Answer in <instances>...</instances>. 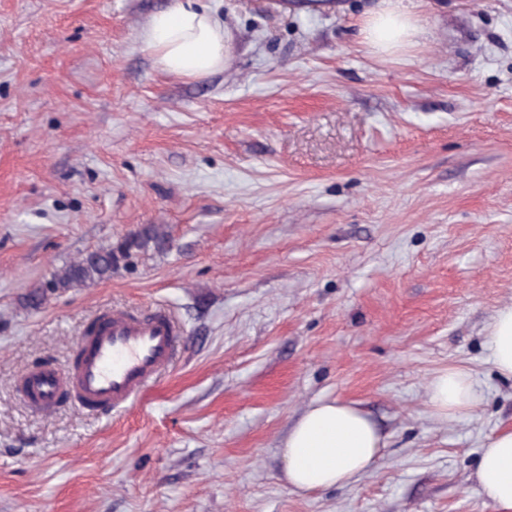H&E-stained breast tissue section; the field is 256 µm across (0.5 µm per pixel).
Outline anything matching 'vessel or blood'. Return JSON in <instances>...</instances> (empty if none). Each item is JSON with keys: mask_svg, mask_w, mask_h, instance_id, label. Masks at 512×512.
Instances as JSON below:
<instances>
[{"mask_svg": "<svg viewBox=\"0 0 512 512\" xmlns=\"http://www.w3.org/2000/svg\"><path fill=\"white\" fill-rule=\"evenodd\" d=\"M180 329L163 309L115 310L83 336L71 369L44 368L22 380L30 405L48 412L61 395L90 411H120L170 364Z\"/></svg>", "mask_w": 512, "mask_h": 512, "instance_id": "vessel-or-blood-1", "label": "vessel or blood"}]
</instances>
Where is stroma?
Listing matches in <instances>:
<instances>
[{
  "mask_svg": "<svg viewBox=\"0 0 512 512\" xmlns=\"http://www.w3.org/2000/svg\"><path fill=\"white\" fill-rule=\"evenodd\" d=\"M201 0L233 37L188 79L140 38L168 0H0V512H498L473 473L512 429L486 331L512 304V0H404L424 32L358 38L376 0ZM164 225L170 250L21 303L80 254ZM165 308L173 366L121 413L19 383L104 312ZM467 369L475 413L431 415ZM385 448L295 493L281 441L318 400ZM478 400L471 375L464 369L449 367L429 382L427 404L438 418L448 420L471 415Z\"/></svg>",
  "mask_w": 512,
  "mask_h": 512,
  "instance_id": "1",
  "label": "stroma"
}]
</instances>
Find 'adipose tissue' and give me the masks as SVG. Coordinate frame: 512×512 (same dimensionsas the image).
<instances>
[{
  "instance_id": "adipose-tissue-1",
  "label": "adipose tissue",
  "mask_w": 512,
  "mask_h": 512,
  "mask_svg": "<svg viewBox=\"0 0 512 512\" xmlns=\"http://www.w3.org/2000/svg\"><path fill=\"white\" fill-rule=\"evenodd\" d=\"M422 32L416 14L403 0H380L360 24L362 42L378 53H394ZM168 73L198 78L223 69L233 45L228 31L197 0H171L153 14L142 35ZM487 344L496 370L512 376V305L499 308ZM431 413L441 419L471 415L478 395L468 371L451 367L435 375L427 392ZM384 442L369 417L341 399L310 405L289 430L280 454L289 486L310 493L347 486L372 470ZM476 478L499 512H512V431L494 435L481 449Z\"/></svg>"
}]
</instances>
